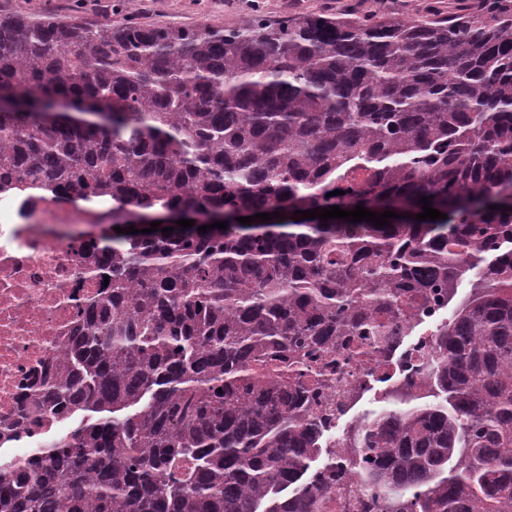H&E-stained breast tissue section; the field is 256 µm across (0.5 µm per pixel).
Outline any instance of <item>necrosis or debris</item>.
I'll return each mask as SVG.
<instances>
[{
	"instance_id": "necrosis-or-debris-1",
	"label": "necrosis or debris",
	"mask_w": 512,
	"mask_h": 512,
	"mask_svg": "<svg viewBox=\"0 0 512 512\" xmlns=\"http://www.w3.org/2000/svg\"><path fill=\"white\" fill-rule=\"evenodd\" d=\"M108 209L89 207L68 194H45L29 183L0 184V446L28 449L54 430L43 416L28 431L13 423L35 400V384L52 358L76 336L79 312L104 292L87 265L86 229L109 223ZM447 303L388 317L386 333L368 337L369 361L344 362L332 375L322 414L341 431L327 443L342 475L328 512H376L364 485L358 453L371 417L362 410L372 390L386 395H427L414 370L431 350L432 324Z\"/></svg>"
}]
</instances>
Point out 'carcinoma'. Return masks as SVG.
Wrapping results in <instances>:
<instances>
[{
	"label": "carcinoma",
	"mask_w": 512,
	"mask_h": 512,
	"mask_svg": "<svg viewBox=\"0 0 512 512\" xmlns=\"http://www.w3.org/2000/svg\"><path fill=\"white\" fill-rule=\"evenodd\" d=\"M0 169L113 228L194 220L90 243L111 291L38 393L62 433L0 458V512H325L335 355L464 282L419 368L431 399L361 455L384 512H512V0L198 29L0 15ZM423 196L447 218L415 219ZM395 203L382 228L234 223Z\"/></svg>",
	"instance_id": "obj_1"
}]
</instances>
